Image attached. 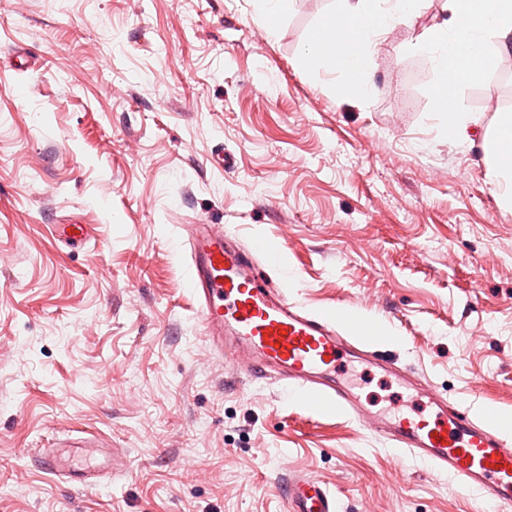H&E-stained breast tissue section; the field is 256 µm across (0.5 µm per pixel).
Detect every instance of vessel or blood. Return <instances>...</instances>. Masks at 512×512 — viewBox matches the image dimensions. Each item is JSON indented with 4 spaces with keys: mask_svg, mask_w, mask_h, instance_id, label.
Segmentation results:
<instances>
[{
    "mask_svg": "<svg viewBox=\"0 0 512 512\" xmlns=\"http://www.w3.org/2000/svg\"><path fill=\"white\" fill-rule=\"evenodd\" d=\"M51 232L69 247L91 238L88 225L55 224ZM189 255V285L198 305L202 332L233 368L251 380L278 384L309 415H349L369 426L395 448L457 479L493 505L512 503V437L502 435L468 409L453 406L421 376L395 359L379 355L389 341L382 323L350 313H315L289 301L267 273L279 264L282 248L267 238L243 248L229 240L220 224L201 221L183 227ZM367 361L393 374L407 387L423 391L428 415L373 414L336 377L340 354ZM38 465L84 491L99 490L100 473L125 463L96 435L54 438L37 449ZM289 512H338L335 495L322 482L288 481Z\"/></svg>",
    "mask_w": 512,
    "mask_h": 512,
    "instance_id": "obj_1",
    "label": "vessel or blood"
}]
</instances>
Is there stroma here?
Wrapping results in <instances>:
<instances>
[{"mask_svg": "<svg viewBox=\"0 0 512 512\" xmlns=\"http://www.w3.org/2000/svg\"><path fill=\"white\" fill-rule=\"evenodd\" d=\"M443 5L383 35L377 90L342 98V76L295 65L336 0H294L272 31L258 0H0V512H289L292 476L340 512H498L235 375L180 240L201 219L279 240L268 273L290 299L382 322L448 400L512 414V211L484 151L512 74L463 87L479 121L449 141L403 49ZM64 220L90 225L85 247L52 241ZM337 369L373 410L417 406L367 364ZM68 429L125 454L96 493L30 461Z\"/></svg>", "mask_w": 512, "mask_h": 512, "instance_id": "35a3bbf8", "label": "stroma"}]
</instances>
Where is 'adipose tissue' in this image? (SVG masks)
<instances>
[{
	"instance_id": "obj_1",
	"label": "adipose tissue",
	"mask_w": 512,
	"mask_h": 512,
	"mask_svg": "<svg viewBox=\"0 0 512 512\" xmlns=\"http://www.w3.org/2000/svg\"><path fill=\"white\" fill-rule=\"evenodd\" d=\"M423 0H338L313 29L295 64L306 71L331 70L348 77L346 93L362 96L373 84L372 56L378 38L421 11ZM435 73L433 110L449 140L463 142L476 121L461 94L463 85L486 83L503 53L512 50V0H444L440 17L411 45ZM488 173L500 205L512 211V113H498Z\"/></svg>"
}]
</instances>
